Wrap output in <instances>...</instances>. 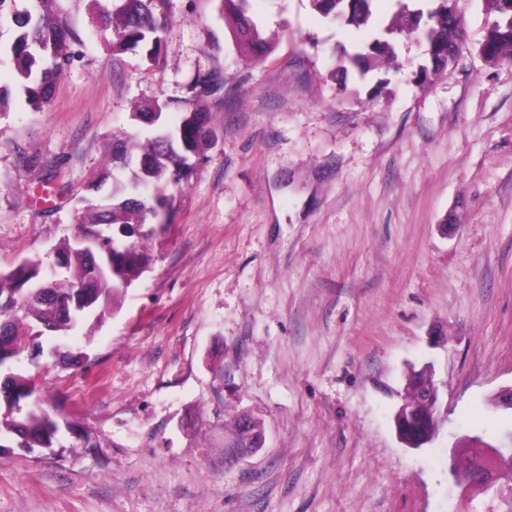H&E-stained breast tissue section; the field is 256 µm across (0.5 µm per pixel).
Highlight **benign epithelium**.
<instances>
[{"mask_svg":"<svg viewBox=\"0 0 512 512\" xmlns=\"http://www.w3.org/2000/svg\"><path fill=\"white\" fill-rule=\"evenodd\" d=\"M502 455V446L482 442L467 434L457 439L450 452L455 466L469 472L464 482L470 491L482 494L493 489L494 483L500 479Z\"/></svg>","mask_w":512,"mask_h":512,"instance_id":"7a95c632","label":"benign epithelium"}]
</instances>
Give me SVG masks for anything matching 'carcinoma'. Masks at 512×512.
<instances>
[{
  "instance_id": "carcinoma-1",
  "label": "carcinoma",
  "mask_w": 512,
  "mask_h": 512,
  "mask_svg": "<svg viewBox=\"0 0 512 512\" xmlns=\"http://www.w3.org/2000/svg\"><path fill=\"white\" fill-rule=\"evenodd\" d=\"M313 10L332 21H344L367 28L373 17L374 0H310ZM405 23L391 26L385 34L413 32L416 17L427 16L420 35L431 49L435 63L429 74L435 76L448 67V50L458 51L464 31L457 15H448L445 0H433L434 7L424 12L409 10ZM495 19L484 37L492 47L489 62L512 59V0H490ZM246 0H224L233 19L234 34L240 46L250 53L271 54L275 46L263 37L260 26L246 16ZM167 0H119L111 10L99 15L101 24L112 29V51L122 54L140 49L152 62L161 51V33L168 23ZM17 35L10 47L16 70V84L25 101L36 108L46 105L57 82L71 64L68 43L76 39L58 11L56 0H31L28 8L14 14ZM395 57L388 38L375 37L364 51L349 56V61L367 73L379 67L383 58ZM221 89L213 73L196 77L189 87L192 100L212 96ZM130 120L147 125L151 135L140 142L129 137L112 139V169L94 177L87 191L111 184V203L104 209L92 200L82 199L75 235L65 236L57 246L63 271L50 273L24 261L10 270L0 271V386L1 440L10 439L29 452L52 448L57 442V422L33 399L34 378L15 371L22 353L43 348V337L51 333L62 337L87 327L88 332L114 312V296L130 287L150 264L145 249L157 231L165 228L158 217L171 210L184 179L200 160L213 135L207 113L190 109L175 124L168 121L167 103L158 100L139 107ZM55 353L64 366L82 364L85 354L65 344H55ZM432 377L410 369L406 375L404 402L429 425L416 436L414 448H422L438 435L441 406L428 404L426 390ZM229 447L243 453L263 446L264 423L251 412H238L229 423Z\"/></svg>"
}]
</instances>
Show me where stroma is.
Masks as SVG:
<instances>
[{"label":"stroma","instance_id":"stroma-1","mask_svg":"<svg viewBox=\"0 0 512 512\" xmlns=\"http://www.w3.org/2000/svg\"><path fill=\"white\" fill-rule=\"evenodd\" d=\"M28 4L0 7L2 270L53 261L134 106L166 101L175 120L197 75L223 88L146 272L93 337H68L84 365L17 361L61 431L0 450V512H505L512 487L448 478L459 436L512 427L489 404L512 385V62L479 53L489 0H457L464 40L424 85L414 35L378 69L337 71L334 49L401 22L397 0H375L369 31L310 0H251L264 58L237 46L222 0H168L157 66L113 54L92 0H58L73 62L39 109L9 54ZM426 365L445 418L412 450L394 413ZM245 409L265 443L229 463L215 422ZM194 415L193 438L178 424Z\"/></svg>","mask_w":512,"mask_h":512}]
</instances>
